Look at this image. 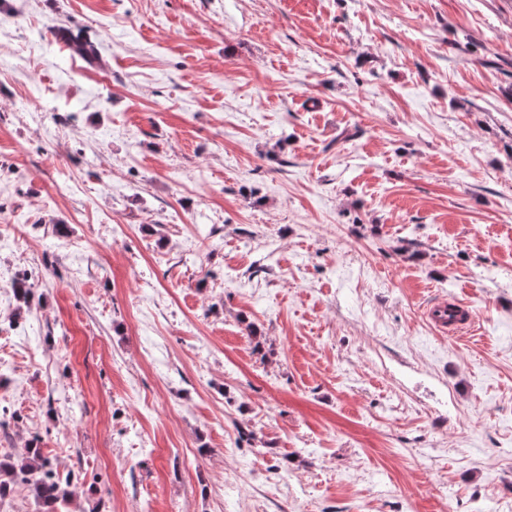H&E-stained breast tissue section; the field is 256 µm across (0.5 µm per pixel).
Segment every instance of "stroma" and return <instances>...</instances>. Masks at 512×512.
<instances>
[{"instance_id":"1","label":"stroma","mask_w":512,"mask_h":512,"mask_svg":"<svg viewBox=\"0 0 512 512\" xmlns=\"http://www.w3.org/2000/svg\"><path fill=\"white\" fill-rule=\"evenodd\" d=\"M0 361L68 512H512V0H0ZM448 308L451 310H459L462 314L466 312L467 319H468V325L467 327L463 329H459L455 326L454 323H456L460 318L451 320L448 318ZM426 316L429 320V322L432 324V326L436 329V331L440 335H450V336H456L460 335L464 330L470 329L474 324V316L469 309V307L461 302H456L455 304H452L451 306H448L447 302H442L436 305H433L429 307L426 310Z\"/></svg>"}]
</instances>
